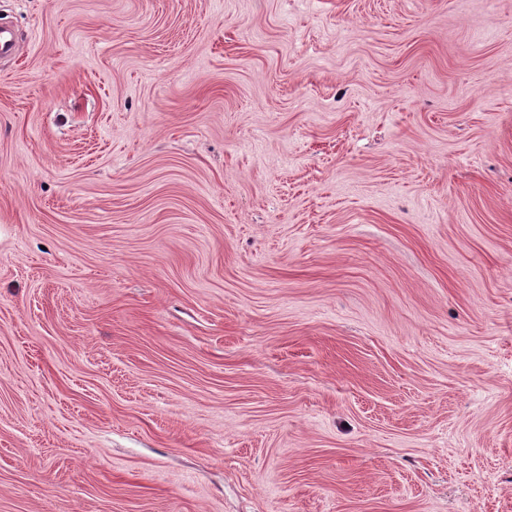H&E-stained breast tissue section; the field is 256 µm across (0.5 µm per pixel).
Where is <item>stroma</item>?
Masks as SVG:
<instances>
[{
	"label": "stroma",
	"mask_w": 512,
	"mask_h": 512,
	"mask_svg": "<svg viewBox=\"0 0 512 512\" xmlns=\"http://www.w3.org/2000/svg\"><path fill=\"white\" fill-rule=\"evenodd\" d=\"M0 18V512H512V0Z\"/></svg>",
	"instance_id": "1"
}]
</instances>
